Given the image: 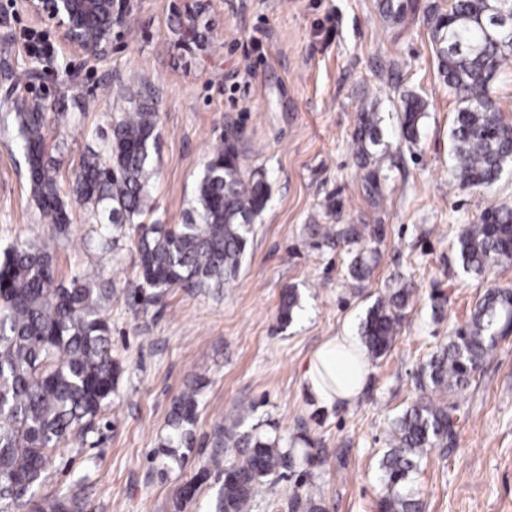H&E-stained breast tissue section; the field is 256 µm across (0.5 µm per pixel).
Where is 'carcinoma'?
Wrapping results in <instances>:
<instances>
[{
    "instance_id": "obj_1",
    "label": "carcinoma",
    "mask_w": 512,
    "mask_h": 512,
    "mask_svg": "<svg viewBox=\"0 0 512 512\" xmlns=\"http://www.w3.org/2000/svg\"><path fill=\"white\" fill-rule=\"evenodd\" d=\"M512 14V0H452L437 18L433 49L438 71L462 107L452 130L456 176L467 188L498 182L512 163V124L490 97L491 82L512 59V32L491 24ZM406 141L417 142L425 101L416 94L402 99ZM20 146L30 189L43 220L60 233L69 227L56 168L45 150L44 112L16 113ZM377 116L359 113L357 156L366 163L369 147L379 144ZM160 132L156 112L140 104L114 124L103 153L82 158L73 188L76 199L95 216L101 238L122 229L136 236V281L126 299L145 305L166 290L232 286L251 233L252 220L265 208L271 187L259 171L247 170L234 143L214 148L182 224H146L150 188L155 183ZM52 241L40 245L16 241L0 251V499L20 501L29 512H85L86 505L67 494L35 499L49 478L64 444L84 445L112 406L120 374L112 360V329L103 314L112 289L98 287L99 271L78 274L69 285L55 280ZM464 272L483 275L512 261V207L485 209L478 223L458 236ZM369 258L355 257L350 275L365 280ZM412 295L404 284L370 307L363 323L365 358L385 355ZM298 294L284 293L280 321H291ZM512 332V291L492 289L477 303L466 326L426 363L419 380L421 395L396 417L380 462L385 494L382 512H418L410 490L420 460L432 448H446L455 433L456 401H434L432 394L465 390L481 362ZM189 389L174 402L163 447L189 448L198 402ZM243 415L225 418L224 446L244 449L243 459L224 467L211 458L181 497L190 499L197 483L211 472L224 476L214 512H251L262 486L292 467L293 458L279 440L235 432Z\"/></svg>"
}]
</instances>
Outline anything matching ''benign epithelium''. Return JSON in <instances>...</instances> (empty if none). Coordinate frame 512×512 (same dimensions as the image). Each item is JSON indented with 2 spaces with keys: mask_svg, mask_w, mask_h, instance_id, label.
I'll use <instances>...</instances> for the list:
<instances>
[{
  "mask_svg": "<svg viewBox=\"0 0 512 512\" xmlns=\"http://www.w3.org/2000/svg\"><path fill=\"white\" fill-rule=\"evenodd\" d=\"M130 0H20L39 22H48L71 52L105 57L112 50V32L122 24Z\"/></svg>",
  "mask_w": 512,
  "mask_h": 512,
  "instance_id": "1",
  "label": "benign epithelium"
}]
</instances>
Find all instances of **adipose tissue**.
<instances>
[{"label":"adipose tissue","instance_id":"adipose-tissue-1","mask_svg":"<svg viewBox=\"0 0 512 512\" xmlns=\"http://www.w3.org/2000/svg\"><path fill=\"white\" fill-rule=\"evenodd\" d=\"M359 347L358 336L349 333L330 337L313 353L305 384L318 405L329 407L362 391L368 371Z\"/></svg>","mask_w":512,"mask_h":512}]
</instances>
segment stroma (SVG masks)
Listing matches in <instances>:
<instances>
[{
	"mask_svg": "<svg viewBox=\"0 0 512 512\" xmlns=\"http://www.w3.org/2000/svg\"><path fill=\"white\" fill-rule=\"evenodd\" d=\"M404 18H383L378 0H202L198 44L180 45L173 0H130L102 59L65 52L56 29L19 0H0V247L56 236L58 279L95 266L112 290L105 315L122 373L106 424L84 446L64 445L43 496L78 494L87 512H209L222 478L193 499L180 488L209 463L226 415L245 410L242 431L310 449L286 477L264 486L252 512H299L314 492L324 512H380L379 461L390 421L417 397L415 378L464 327L493 288L512 289V263L464 273L458 235L493 205L512 206V171L491 188L460 187L450 132L459 103L432 48L436 15L449 0H406ZM47 53L25 47L27 33ZM39 70L41 81L22 78ZM425 102L417 144L402 137V95ZM147 102L161 138L157 182L145 223L180 224L220 139L271 186L253 223L234 287L169 289L131 307L135 240L95 247L97 224L72 187L89 148L105 146L121 113ZM46 105L45 144L70 227L43 223L30 192L15 114ZM378 117L380 142L368 165L353 139L361 108ZM66 112L65 128L55 123ZM379 188L368 194L369 172ZM381 226L360 246L325 240L320 229ZM375 251L369 278L350 276L357 248ZM413 288L391 349L368 367L352 403L315 404L304 375L313 352L343 331L359 333L368 308L402 282ZM295 289L289 324L281 295ZM198 385L193 446L184 462L161 451L174 401ZM420 512H512V336L473 373L460 397L455 442L434 448L414 476Z\"/></svg>",
	"mask_w": 512,
	"mask_h": 512,
	"instance_id": "1",
	"label": "stroma"
}]
</instances>
